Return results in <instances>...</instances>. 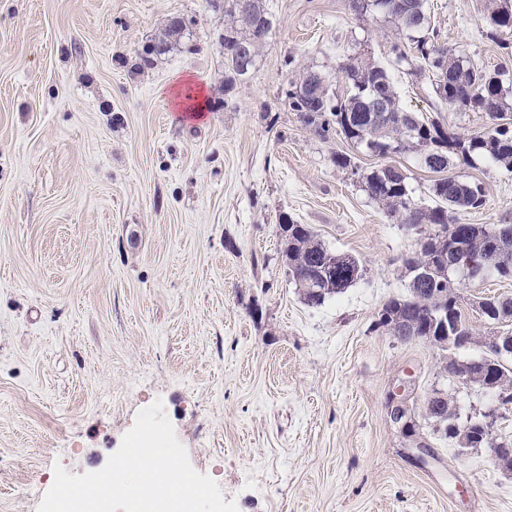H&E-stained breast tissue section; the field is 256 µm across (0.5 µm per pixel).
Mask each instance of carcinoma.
<instances>
[{"instance_id":"cac0c4a2","label":"carcinoma","mask_w":512,"mask_h":512,"mask_svg":"<svg viewBox=\"0 0 512 512\" xmlns=\"http://www.w3.org/2000/svg\"><path fill=\"white\" fill-rule=\"evenodd\" d=\"M216 11H224V37L222 42H232L238 51L224 53V85L230 86L238 77L247 75L255 66L260 48L271 33L272 19L265 0H209ZM392 0H353V8L360 14H381L394 25L401 42L391 46V53L399 62L410 57L418 59L429 74L436 96L446 102L456 101L455 107L464 112H487L503 115L509 109L512 95V77L507 71H486L474 67L460 55L448 52V46L439 42V32L434 25L427 0H401L402 6L389 8ZM489 25L499 31L512 30V0H491L486 17ZM183 22L174 19L164 33V38L150 48L162 52L170 39L181 34ZM451 76V82L442 83V75ZM349 88L346 96L330 95L325 77L308 70L288 83L285 100L291 110L300 114L303 123L323 138L334 132L341 133L350 142L364 147L377 156L409 153L422 167L433 173L448 170L450 157L457 155L465 160L486 156L512 172V124L488 129L469 138L448 132L433 120L416 118L413 124L404 121L407 110L399 105L398 93L386 68L370 59L357 58V67L345 72ZM321 83L322 93L315 100L302 92L304 83L313 79ZM383 97L388 105L386 112H369L366 103L374 96ZM368 196L383 205L390 214H400L404 223L418 226L430 224L433 231L426 235L429 243L420 245L414 264L407 269L429 262L441 263L444 256L457 247L478 260L486 269L501 273L504 263L512 264V224H448V213L463 215L479 210L486 204L484 187L478 182H468L452 177L435 180L431 189L435 205H424L413 199L407 176L392 166L373 169L361 175ZM280 228V253L304 303L309 307L322 305L325 300L345 292L360 279L364 272L362 262L347 252L332 251L317 238L309 227L284 220ZM338 270H348L351 278L338 288L321 275ZM443 276L427 281L416 280L410 274L409 294L393 298L382 308L388 321L402 322L412 329L414 336H446L448 330L437 318L438 309L448 304L456 305L460 295L456 290L443 288ZM435 288V298L427 289ZM445 370L450 374L467 375L479 386L497 394L512 392V366L491 349L484 354L460 361L456 351H448ZM435 402H426L427 418L443 425L446 435H451L459 419L454 398L436 390Z\"/></svg>"}]
</instances>
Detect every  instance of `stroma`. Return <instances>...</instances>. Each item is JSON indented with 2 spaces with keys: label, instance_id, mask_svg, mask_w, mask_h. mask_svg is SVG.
Here are the masks:
<instances>
[{
  "label": "stroma",
  "instance_id": "35a3bbf8",
  "mask_svg": "<svg viewBox=\"0 0 512 512\" xmlns=\"http://www.w3.org/2000/svg\"><path fill=\"white\" fill-rule=\"evenodd\" d=\"M489 3L428 0L449 50L512 69ZM266 5L269 39L228 86L208 0H0V512H37L54 464L103 468L158 399L238 512H512V470L488 448L459 451L425 403L441 389L462 417L495 412L498 440H512V411L449 376L440 348L376 325L407 295L405 260L429 227L387 213L360 174L406 168L428 204L435 173L320 137L283 91L305 69L342 91L357 53L450 132L490 119L396 64L395 29L352 0ZM176 17L180 40L152 52ZM448 173L485 190L462 222L512 224V172L456 157ZM285 217L358 256L362 279L306 306L281 260ZM401 388L412 436L390 419Z\"/></svg>",
  "mask_w": 512,
  "mask_h": 512
}]
</instances>
